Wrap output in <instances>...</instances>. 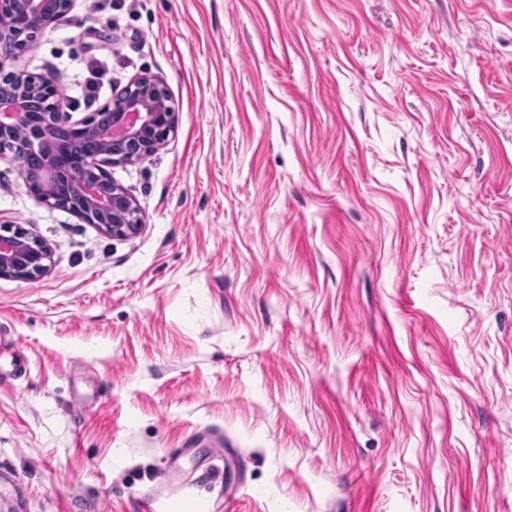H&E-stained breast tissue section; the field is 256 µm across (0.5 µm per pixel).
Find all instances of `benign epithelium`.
I'll return each instance as SVG.
<instances>
[{"instance_id": "benign-epithelium-1", "label": "benign epithelium", "mask_w": 512, "mask_h": 512, "mask_svg": "<svg viewBox=\"0 0 512 512\" xmlns=\"http://www.w3.org/2000/svg\"><path fill=\"white\" fill-rule=\"evenodd\" d=\"M72 0H0V155L9 151L30 194L118 239L136 235L140 211L106 167L139 161L168 138L175 113L164 83L131 80L80 119L60 109L49 75L12 69L24 38L66 13ZM52 266L48 245L23 224L0 220V278L37 282Z\"/></svg>"}]
</instances>
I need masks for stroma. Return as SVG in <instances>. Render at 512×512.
Masks as SVG:
<instances>
[{
    "instance_id": "35a3bbf8",
    "label": "stroma",
    "mask_w": 512,
    "mask_h": 512,
    "mask_svg": "<svg viewBox=\"0 0 512 512\" xmlns=\"http://www.w3.org/2000/svg\"><path fill=\"white\" fill-rule=\"evenodd\" d=\"M175 128L117 240L29 195L0 512H512V0H73L15 65Z\"/></svg>"
}]
</instances>
